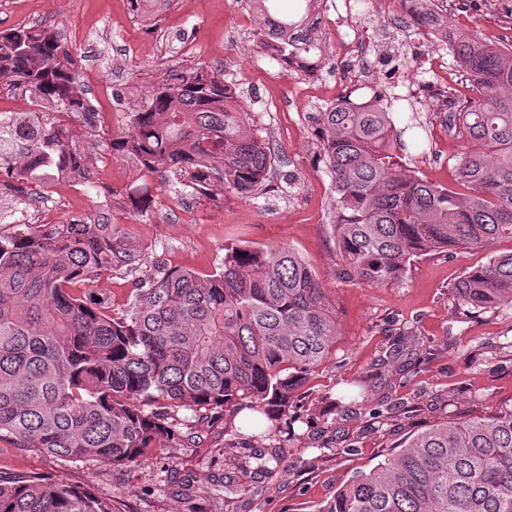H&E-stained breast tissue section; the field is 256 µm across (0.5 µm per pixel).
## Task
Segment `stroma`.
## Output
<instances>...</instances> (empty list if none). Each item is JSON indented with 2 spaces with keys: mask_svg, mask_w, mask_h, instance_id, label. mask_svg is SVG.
Returning <instances> with one entry per match:
<instances>
[{
  "mask_svg": "<svg viewBox=\"0 0 512 512\" xmlns=\"http://www.w3.org/2000/svg\"><path fill=\"white\" fill-rule=\"evenodd\" d=\"M342 2L322 0L315 34L327 52L311 78L263 55L255 38L260 24L243 0H183L181 11L160 29L152 28L146 13L132 10L128 0H0V31L37 23L52 9L62 35L80 28L104 49L108 67L102 80L89 86L88 96L110 121L92 128L82 118L68 120L104 190L122 196L141 185L132 161L111 158L108 140L126 130L130 109L174 66L223 70L251 115L253 132L275 148L266 194L188 196L193 223L183 222L181 212L170 206V194L159 188L151 191L155 202L147 222H131L123 210L113 209L114 220L127 225L142 247L143 262L135 272L120 271L95 284L96 300L121 311L133 282L158 263L210 274L220 266L228 243L287 246L329 288L340 328L335 351L304 386V403L296 408L302 421L280 422L272 439L253 438L245 398L237 413L203 421L179 409L178 421L193 424L204 442L164 449L149 465L73 463L0 448V470L38 472L89 489L109 499L113 512H316L340 486L427 427L488 417L512 406V311L467 317L452 289L467 268L512 251L511 240L454 257L416 259L400 280L383 287L340 273L342 261L330 231L336 192L310 113L345 92L356 100L375 94L402 99L396 125L417 117L420 137L433 145L429 151L409 149L403 162L436 184L455 186L461 149L428 107L427 82L433 74L419 64L423 57L448 58L447 48L428 40L425 32L383 21L377 0L356 2L348 10ZM448 24L478 31L494 45H510L512 0H448ZM351 29L369 43L373 78L349 91L340 82L351 65L340 36ZM189 34L193 49L185 53L181 43ZM97 202L94 191H75L61 182L47 199L33 203L23 220L37 224L49 212L62 224L93 210ZM328 391L335 393L338 407L322 403ZM396 399L410 405L411 413L392 414L379 424L370 420L369 409ZM273 445L281 448L282 470L268 478L247 473L248 453ZM227 473L250 485V493L212 497V480Z\"/></svg>",
  "mask_w": 512,
  "mask_h": 512,
  "instance_id": "obj_1",
  "label": "stroma"
}]
</instances>
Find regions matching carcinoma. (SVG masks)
<instances>
[{
	"mask_svg": "<svg viewBox=\"0 0 512 512\" xmlns=\"http://www.w3.org/2000/svg\"><path fill=\"white\" fill-rule=\"evenodd\" d=\"M245 0L262 18L260 49L285 69L317 72L318 0ZM413 22L448 25L437 0H413ZM447 49L475 96H432L439 121L461 141L458 192L407 170L404 131L387 100L342 96L312 113L321 158L336 189L330 225L345 278L385 286L428 254L461 253L512 241V47L451 30ZM78 60L51 26L0 31V81L32 109L0 119V187L15 206L43 198L54 181L93 187L83 150L65 118L96 126V108L77 81ZM158 185L215 198L265 193L275 158L250 129L224 75L202 65L173 67L129 112L109 141ZM148 183L124 210L141 219ZM142 249L112 208L65 224H16L0 235V444L65 461L147 464L159 451L196 442L170 421L182 407L211 413L250 409L271 421L288 414L309 375L336 347V301L289 247L224 246L218 270L201 276L155 266L134 282L119 313L91 301L90 288L133 271ZM467 312L512 309V252L464 271L453 286ZM268 477L283 457L255 452ZM225 476L213 494L246 495ZM0 512H112L88 489L37 474L0 470ZM317 512H512V408L491 417L441 421L368 473L354 476Z\"/></svg>",
	"mask_w": 512,
	"mask_h": 512,
	"instance_id": "obj_1",
	"label": "carcinoma"
}]
</instances>
